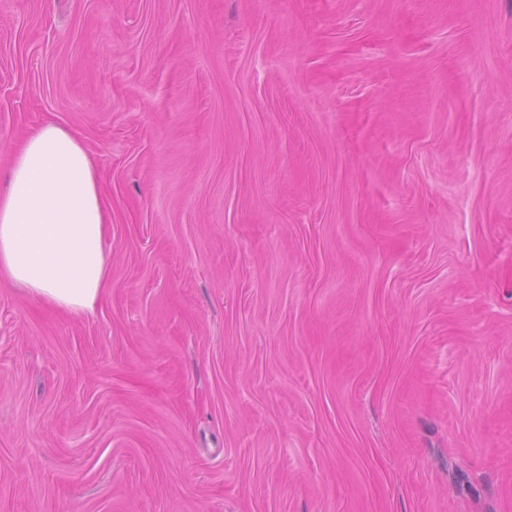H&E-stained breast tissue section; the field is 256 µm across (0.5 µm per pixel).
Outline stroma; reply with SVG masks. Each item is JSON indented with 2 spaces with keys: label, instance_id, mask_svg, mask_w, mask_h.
Returning a JSON list of instances; mask_svg holds the SVG:
<instances>
[{
  "label": "stroma",
  "instance_id": "stroma-1",
  "mask_svg": "<svg viewBox=\"0 0 512 512\" xmlns=\"http://www.w3.org/2000/svg\"><path fill=\"white\" fill-rule=\"evenodd\" d=\"M47 122L109 273L0 278V512H512V0H0V188Z\"/></svg>",
  "mask_w": 512,
  "mask_h": 512
}]
</instances>
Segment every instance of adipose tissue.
Returning a JSON list of instances; mask_svg holds the SVG:
<instances>
[{
	"mask_svg": "<svg viewBox=\"0 0 512 512\" xmlns=\"http://www.w3.org/2000/svg\"><path fill=\"white\" fill-rule=\"evenodd\" d=\"M106 209L85 145L46 123L14 152L0 193V277L70 314L94 311L108 276Z\"/></svg>",
	"mask_w": 512,
	"mask_h": 512,
	"instance_id": "1",
	"label": "adipose tissue"
}]
</instances>
